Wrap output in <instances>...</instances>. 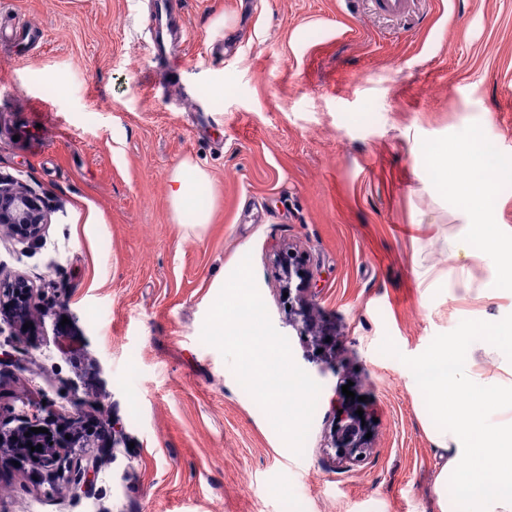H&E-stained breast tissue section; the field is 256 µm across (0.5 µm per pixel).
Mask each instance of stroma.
<instances>
[{
  "label": "stroma",
  "instance_id": "1",
  "mask_svg": "<svg viewBox=\"0 0 512 512\" xmlns=\"http://www.w3.org/2000/svg\"><path fill=\"white\" fill-rule=\"evenodd\" d=\"M187 31L154 55L151 0H0L41 36L0 44V172L49 202L32 252L0 265L44 291L24 343L0 330V427L27 400L73 433V397L101 467L77 498L0 452V512H439L444 464L414 362L512 296H467L452 269L458 223L427 179L435 140L479 129L512 225V0H178ZM191 161L210 178L209 224L168 197ZM305 255L336 342L315 353L288 321L278 255ZM250 258L294 362L321 386L294 454L201 339L221 286ZM373 417V451L331 446L343 385ZM121 438H113V427Z\"/></svg>",
  "mask_w": 512,
  "mask_h": 512
}]
</instances>
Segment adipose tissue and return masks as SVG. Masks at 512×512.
Returning <instances> with one entry per match:
<instances>
[{"mask_svg":"<svg viewBox=\"0 0 512 512\" xmlns=\"http://www.w3.org/2000/svg\"><path fill=\"white\" fill-rule=\"evenodd\" d=\"M460 160L468 163V176L461 181L451 175ZM422 162L461 222L452 242L456 271L468 281L475 266H487L478 297L512 294V250L501 249L512 228L490 220L495 208L491 187L499 170L489 160L481 134L472 130L454 142L433 143ZM208 180L203 169L188 161L174 170L169 201L179 222L209 223V211L194 204L198 187ZM477 211L488 215V222L472 223ZM481 355L495 359L496 374L489 377L478 369ZM415 371L427 389L426 412L435 421L431 439L446 456L438 486L455 482L468 495L469 512H512V321L490 315L471 322L455 344L431 347Z\"/></svg>","mask_w":512,"mask_h":512,"instance_id":"adipose-tissue-1","label":"adipose tissue"}]
</instances>
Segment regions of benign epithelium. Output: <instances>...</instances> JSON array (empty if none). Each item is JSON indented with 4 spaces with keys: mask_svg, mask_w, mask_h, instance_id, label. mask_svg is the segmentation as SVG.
Returning a JSON list of instances; mask_svg holds the SVG:
<instances>
[{
    "mask_svg": "<svg viewBox=\"0 0 512 512\" xmlns=\"http://www.w3.org/2000/svg\"><path fill=\"white\" fill-rule=\"evenodd\" d=\"M50 224L49 211L37 191L16 179L0 174V236L22 246V251L39 245ZM288 292L289 322L309 337L317 349L333 336L327 325L315 314V283L311 281L303 255L288 250L279 260ZM0 314L8 319L15 332L25 333L23 325L46 315L38 289L22 274L0 268ZM333 419L332 445L336 457L349 466L362 463L370 453L366 439L368 425L355 414V409L340 401ZM36 447L31 452L28 446ZM42 450H37V447ZM96 447V440L80 433L72 440L62 438L50 428L35 434L30 427L13 430L0 428V452L7 450L29 457L33 469L51 476L57 484L73 494L85 493L93 485L99 464L87 449Z\"/></svg>",
    "mask_w": 512,
    "mask_h": 512,
    "instance_id": "obj_1",
    "label": "benign epithelium"
}]
</instances>
